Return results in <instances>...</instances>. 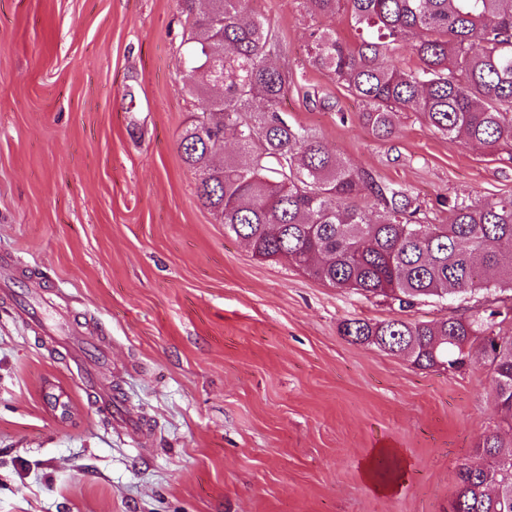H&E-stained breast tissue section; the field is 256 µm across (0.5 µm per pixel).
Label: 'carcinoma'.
<instances>
[{
	"label": "carcinoma",
	"mask_w": 512,
	"mask_h": 512,
	"mask_svg": "<svg viewBox=\"0 0 512 512\" xmlns=\"http://www.w3.org/2000/svg\"><path fill=\"white\" fill-rule=\"evenodd\" d=\"M191 33L185 65L190 90L224 83L183 131V162L198 174L197 197L262 261L285 260L334 288L418 301L482 293L496 303L512 292V197L448 202V223L433 224L402 190L336 159L281 103L292 80L269 59L273 34L259 17L241 18L242 0H179ZM333 16L344 6L363 38L343 43L315 32L310 62L363 106L361 120L388 138L413 112L450 139L488 147L512 142V0H305ZM414 37L417 63L401 66L396 47ZM237 151L213 164L227 141ZM384 207L374 218L358 200ZM490 305L438 322L353 319L342 335L387 352L405 351L420 369L458 370L478 354L497 406L512 428V336ZM479 462L458 466L454 512H512V442L491 433Z\"/></svg>",
	"instance_id": "obj_1"
}]
</instances>
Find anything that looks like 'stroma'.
Listing matches in <instances>:
<instances>
[{"mask_svg":"<svg viewBox=\"0 0 512 512\" xmlns=\"http://www.w3.org/2000/svg\"><path fill=\"white\" fill-rule=\"evenodd\" d=\"M294 85L281 108L432 223L512 196L506 150L452 141L411 112L374 138L313 67L346 11L248 0ZM190 31L178 0H0V512H448L459 464L500 415L480 360L446 372L349 341L344 322L437 321L483 299L399 310L261 261L198 200L179 136ZM59 326L56 339L38 324ZM95 375L98 388L84 385ZM122 398L135 436L104 413ZM406 467L366 480L376 448Z\"/></svg>","mask_w":512,"mask_h":512,"instance_id":"35a3bbf8","label":"stroma"}]
</instances>
